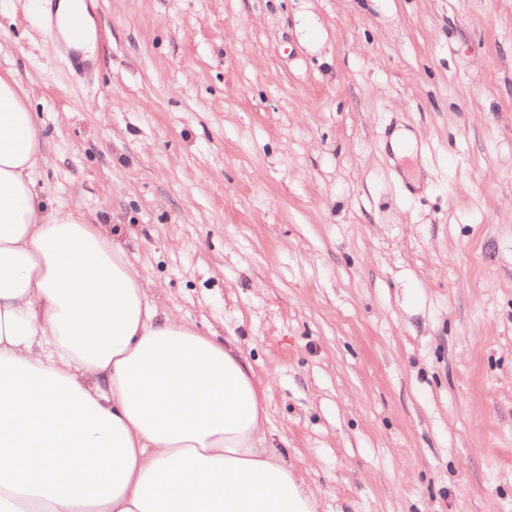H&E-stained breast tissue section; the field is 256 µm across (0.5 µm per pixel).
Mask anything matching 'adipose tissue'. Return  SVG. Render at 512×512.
<instances>
[{
    "label": "adipose tissue",
    "mask_w": 512,
    "mask_h": 512,
    "mask_svg": "<svg viewBox=\"0 0 512 512\" xmlns=\"http://www.w3.org/2000/svg\"><path fill=\"white\" fill-rule=\"evenodd\" d=\"M43 161L0 76V512H318L262 445L250 367L162 310L101 225L52 206Z\"/></svg>",
    "instance_id": "adipose-tissue-1"
}]
</instances>
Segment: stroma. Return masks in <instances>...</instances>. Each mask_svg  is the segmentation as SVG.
<instances>
[{"instance_id": "35a3bbf8", "label": "stroma", "mask_w": 512, "mask_h": 512, "mask_svg": "<svg viewBox=\"0 0 512 512\" xmlns=\"http://www.w3.org/2000/svg\"><path fill=\"white\" fill-rule=\"evenodd\" d=\"M45 3L0 0L41 186L237 349L319 512H512V0H90V81Z\"/></svg>"}]
</instances>
